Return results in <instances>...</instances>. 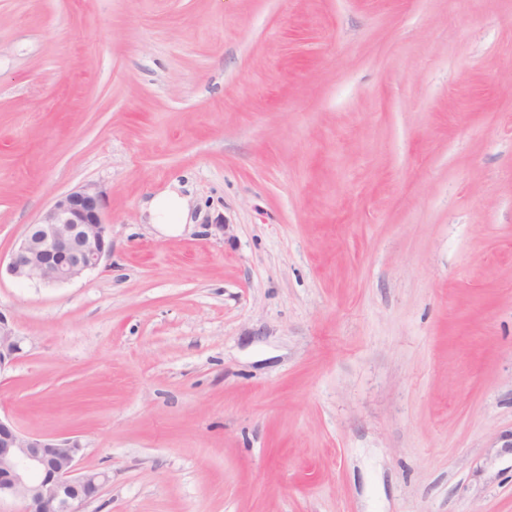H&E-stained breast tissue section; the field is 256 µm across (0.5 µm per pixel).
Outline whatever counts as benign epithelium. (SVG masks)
<instances>
[{
  "label": "benign epithelium",
  "instance_id": "obj_1",
  "mask_svg": "<svg viewBox=\"0 0 512 512\" xmlns=\"http://www.w3.org/2000/svg\"><path fill=\"white\" fill-rule=\"evenodd\" d=\"M104 192L88 183L58 195L38 221L25 227L6 272L16 281L46 286L72 282L112 254ZM23 337L0 311V371L22 353ZM76 437H50L21 430L0 417V500H20L24 512H83L109 481L103 472L79 469Z\"/></svg>",
  "mask_w": 512,
  "mask_h": 512
}]
</instances>
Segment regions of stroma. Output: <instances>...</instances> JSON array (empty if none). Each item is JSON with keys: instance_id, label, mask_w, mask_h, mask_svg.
I'll return each instance as SVG.
<instances>
[{"instance_id": "stroma-1", "label": "stroma", "mask_w": 512, "mask_h": 512, "mask_svg": "<svg viewBox=\"0 0 512 512\" xmlns=\"http://www.w3.org/2000/svg\"><path fill=\"white\" fill-rule=\"evenodd\" d=\"M87 183L111 258L0 276L84 512H512V0H0V258ZM188 200L179 193V187L169 190L152 204L153 223L168 230L171 225L182 224L181 218L188 211Z\"/></svg>"}]
</instances>
